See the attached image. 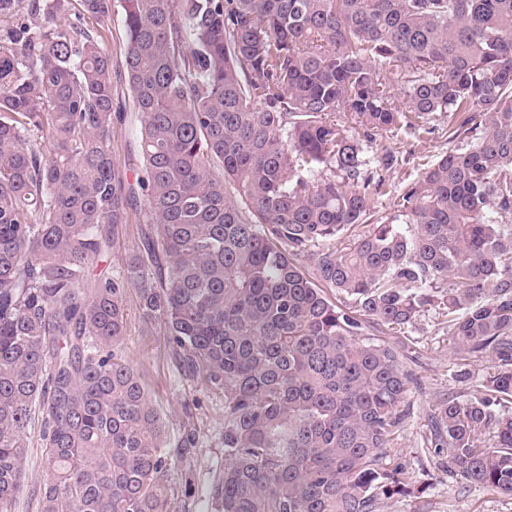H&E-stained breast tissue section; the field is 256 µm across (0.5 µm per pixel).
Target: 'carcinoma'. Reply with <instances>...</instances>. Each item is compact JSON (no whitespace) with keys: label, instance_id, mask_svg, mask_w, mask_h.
Here are the masks:
<instances>
[{"label":"carcinoma","instance_id":"obj_1","mask_svg":"<svg viewBox=\"0 0 512 512\" xmlns=\"http://www.w3.org/2000/svg\"><path fill=\"white\" fill-rule=\"evenodd\" d=\"M70 4L0 0V512L40 412L42 512H170L165 422L116 352L131 286L181 372L224 392L214 512L410 494L387 449L416 377L364 336L427 312L492 363L432 406L429 447L512 498V0H119L134 185L112 159L111 56ZM443 122L462 145L375 216L397 156L369 145ZM139 194L143 251L85 287Z\"/></svg>","mask_w":512,"mask_h":512}]
</instances>
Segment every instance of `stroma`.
Segmentation results:
<instances>
[{"label": "stroma", "instance_id": "35a3bbf8", "mask_svg": "<svg viewBox=\"0 0 512 512\" xmlns=\"http://www.w3.org/2000/svg\"><path fill=\"white\" fill-rule=\"evenodd\" d=\"M102 25L104 46L112 57V158L133 181L142 171L140 116L128 89L120 10H113L111 19ZM387 148L397 152L399 163L387 172L383 191L375 197L383 216L390 213L404 187L448 150L449 143L442 134L417 136L400 130L383 134L373 145L377 152ZM142 229L135 220L119 226L110 249L91 268V276L123 266L137 252ZM126 308L128 326L122 354L140 371L153 404L164 417L165 451L175 462L169 476L171 512H213L208 488L224 467V394L209 387L202 377L193 378L179 370L164 321L143 316L135 288L127 290ZM405 341L418 384L407 396L410 414L388 454L392 464L410 473L412 492L389 500L380 512H512V499L447 474V456H432L424 445L428 409L450 394H474L491 371L489 362L472 363L470 380L455 381L452 372L462 355L431 313L417 320ZM189 438L195 440L196 447L185 455L181 448ZM44 448L41 427H33L25 439L28 465L12 512H40V489L48 478Z\"/></svg>", "mask_w": 512, "mask_h": 512}]
</instances>
